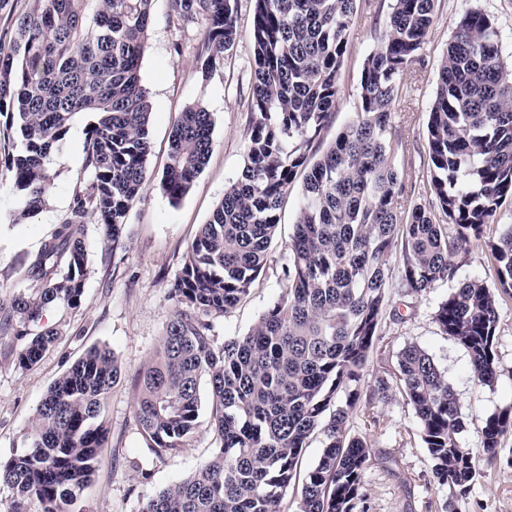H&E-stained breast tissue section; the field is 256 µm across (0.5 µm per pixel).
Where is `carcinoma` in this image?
Here are the masks:
<instances>
[{"label": "carcinoma", "mask_w": 512, "mask_h": 512, "mask_svg": "<svg viewBox=\"0 0 512 512\" xmlns=\"http://www.w3.org/2000/svg\"><path fill=\"white\" fill-rule=\"evenodd\" d=\"M0 48V117L16 135L4 163L16 198L14 221L41 208L54 186L52 161L79 114L85 169L68 216L31 257L35 287L0 305V341L21 342L16 365L37 364L56 332H37L45 309L81 303L87 215L118 242L147 182L152 103L141 85L152 0H36ZM181 26L204 23L207 75L238 38V0H168ZM357 0H255L254 76L247 153L238 178L202 225L173 288L175 311L154 358L137 373L133 412L146 448L157 456L190 445L199 419V385L208 378L213 454L191 475L157 491L142 512H283L303 448L315 432L323 451L302 482L297 512H368L372 448L351 435L349 417L374 414L399 393L412 406L440 486L467 491L477 457L460 445L467 424L457 394L433 356L410 344L394 376L360 389L386 313L391 261L401 284L422 295L454 279V258L483 244L499 287L512 290V225L487 238L512 199V67L499 31L478 10L458 20L439 71L427 123L424 189L434 202L405 207V181L393 163L398 143L391 109L404 75L434 23L435 0H394L360 76L356 119L319 157V143L340 95L338 75ZM212 114L196 104L180 114L161 187L177 202L212 151ZM301 197L286 288L251 330L216 345L213 321L236 307L268 262L279 211L298 175ZM454 233H448V226ZM436 322L463 345L482 384L497 378L498 303L480 278L459 283L439 304ZM121 370L107 347H93L48 390L26 432L28 446L0 462V488L12 512H75L108 429L105 399ZM512 410L490 415L481 456L499 458Z\"/></svg>", "instance_id": "obj_1"}]
</instances>
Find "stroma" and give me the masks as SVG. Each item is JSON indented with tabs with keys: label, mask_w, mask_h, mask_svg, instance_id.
<instances>
[{
	"label": "stroma",
	"mask_w": 512,
	"mask_h": 512,
	"mask_svg": "<svg viewBox=\"0 0 512 512\" xmlns=\"http://www.w3.org/2000/svg\"><path fill=\"white\" fill-rule=\"evenodd\" d=\"M392 0H359L343 65L336 110L323 131L322 146L354 118L359 105V82L364 61L382 35ZM477 9L498 28L503 56L512 63V0H436V20L420 50L419 63L404 76L406 94L393 104L392 125L399 148L394 163L415 187L409 204L430 202L421 186L427 168L426 124L441 61L451 34L467 10ZM254 0H238L239 40L226 53L223 65L203 75V28L178 29L168 18V0H152L148 48L140 62V76L151 103V151L148 181L133 204L118 243L105 242L93 216L85 218L87 275L85 293L74 308L46 310L42 327L54 329L57 340L33 367H15L9 345H0V460L21 453L23 432L49 387L90 348H110L121 365V376L106 403L109 438L101 448L97 468L82 492L78 512H141L158 488L177 481L207 459L216 446L210 426L209 386H200L199 423L189 447L175 456L159 457L145 445L135 421V377L152 357L175 305L170 297L184 256L239 176L246 157V132L251 111L249 88L253 77L251 29ZM203 104L214 122L213 148L202 173L179 202H171L161 188L170 150L172 126L181 112ZM88 115L75 117L64 140L55 169V185L42 209L23 223H15L11 176L3 165L14 142L13 132L0 123V304L28 287L25 270L69 213L76 185L86 180L84 128ZM299 191H292L279 212L280 221L269 248V261L249 295L214 322L216 344L246 334L259 315L283 292L282 265L296 220ZM454 280L441 283L422 296L405 294L399 278L389 286L391 313L385 314L361 380L372 385L397 369V354L416 344L433 355L446 373L467 423L462 447L480 450L486 418L512 407V294L499 292L495 266L486 247L473 248L456 260ZM479 278L498 292L499 320L495 350L498 378L484 385L474 380L469 354L446 336L435 321L439 303L458 282ZM375 419L354 414L351 433L366 437L375 459L366 475L369 512H512V432L501 441L500 456L480 465L466 494L437 485L432 462L420 436L414 411L402 396L379 405Z\"/></svg>",
	"instance_id": "obj_1"
}]
</instances>
